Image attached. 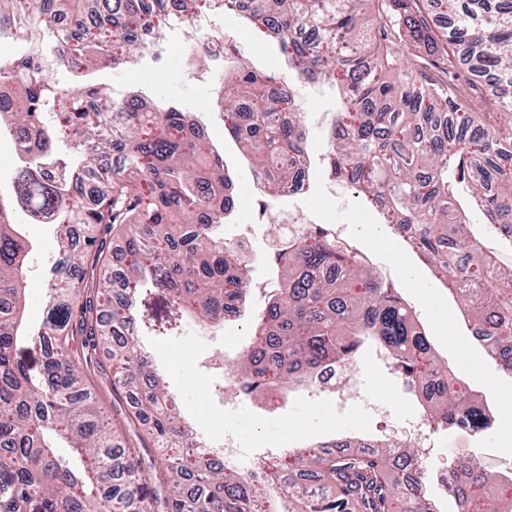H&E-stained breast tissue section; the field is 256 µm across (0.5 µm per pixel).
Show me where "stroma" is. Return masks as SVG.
<instances>
[{
	"label": "stroma",
	"instance_id": "obj_1",
	"mask_svg": "<svg viewBox=\"0 0 512 512\" xmlns=\"http://www.w3.org/2000/svg\"><path fill=\"white\" fill-rule=\"evenodd\" d=\"M216 23L231 36L241 54L258 58L277 81L288 80L289 74L280 65L278 50L264 45L254 29L239 24L234 13L224 12ZM161 38L170 46L165 57L147 52L135 65L106 66L89 74L73 62L66 67L49 68L46 78L66 90L86 78L106 88L111 97L135 92L155 107L177 105L197 117L209 138L223 146L225 161H234L239 151L224 133L221 113L212 106L216 87L228 67L226 58L217 54L209 57L204 66L192 67L186 62L187 49L180 46L175 30L162 26ZM297 92L307 114L308 151L312 159L310 179L304 190L294 197L278 198V205L289 207V215L280 216L277 223L263 224L259 230L255 241L256 260L252 265L255 287L250 293L251 314L261 312L265 306L264 295L273 286L265 255L289 221L339 225L344 236L354 238L373 254L377 272L398 286L416 320L432 338L439 358L447 361L452 373L469 383L476 394L486 396L493 405L494 425L477 435L437 427L425 456L428 468L449 469L468 451L484 469L512 475V443L504 439L505 433L512 432V379L503 377L483 353L455 333L460 305L449 300L444 290H437L435 296L429 297L403 287L399 261H406L424 276L429 273L427 265L410 252L394 257L388 241L367 236V226L380 223L381 213L355 188L329 178L323 158L330 148L326 121L336 110L335 88L328 83H301ZM22 231L33 245L26 278L24 317L28 323L38 324L47 312L44 273L53 259L55 239L46 224H27ZM249 339L248 316H243L225 322L218 338H201L188 330L180 336L156 338L148 343L158 371L178 397L181 413L193 420L196 431L208 433L215 440L232 436L242 464H252L263 457L268 448L285 450L349 436L372 441L385 428L404 429L420 410L417 398L407 391L391 367L384 360L374 359L369 351L360 353L348 375V383L370 398V405L343 409L333 397L325 395L313 401L294 389L274 404L262 399L238 398L229 409L215 407L210 393L223 388L225 378L199 370L196 358L226 356L230 361H237ZM92 361L95 368L87 373L92 391L98 395L104 414L112 417L114 427L119 428L126 444L136 446L138 439L130 424L115 415L119 399L112 390L116 378L111 341L99 343Z\"/></svg>",
	"mask_w": 512,
	"mask_h": 512
}]
</instances>
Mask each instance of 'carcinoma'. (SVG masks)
<instances>
[{
	"instance_id": "1",
	"label": "carcinoma",
	"mask_w": 512,
	"mask_h": 512,
	"mask_svg": "<svg viewBox=\"0 0 512 512\" xmlns=\"http://www.w3.org/2000/svg\"><path fill=\"white\" fill-rule=\"evenodd\" d=\"M185 17L215 0H177ZM422 0H239L238 17L278 45L288 69L337 87L331 130L333 177L358 187L410 244L437 265L448 292L464 303L463 319L481 327L478 345L495 356L512 342V267L484 252L453 200L463 185L479 200L486 224L512 242V0H461L449 26L432 29ZM84 0H0V28L32 35L28 50L0 59V129L17 127L12 192L0 193V512H440L424 504L425 471L398 441L343 455L301 449L283 454L275 486L217 464L199 450L183 458H144L125 448L99 414L75 366V353L115 338L112 360L124 373L128 418L167 448L191 441L177 402L138 344L140 324L163 335L183 330L185 316L212 327L242 313L251 287L230 271L236 248L224 237L233 211L224 189L236 174L200 122L175 107L153 109L142 97L102 111L94 85L64 90L45 78L78 50L86 66L112 65L147 49L141 30H159L170 0H103L107 23L53 30ZM56 38L52 57L43 36ZM428 41L453 68L467 63L498 87L496 111L484 110L475 84L426 81L397 63L405 36ZM224 129L246 150L251 169L265 171L274 202L296 180L308 156L305 113L265 70L231 60L215 99ZM80 133V152L60 154L65 133ZM118 154L123 168L104 164ZM50 213L57 256L47 280L56 284L40 324H24L27 262L32 246L22 225ZM125 241V292L113 296L107 273L111 233ZM281 288L268 298L254 341L236 369L250 392L279 379L314 383L326 365L351 364L368 343L383 349L417 387L435 423L470 435L494 423L491 410L448 375L431 340L395 288L311 230L269 257ZM38 350L33 369L18 356ZM68 442L79 457L56 454ZM448 494L471 512H512V478L491 477L469 455L448 474Z\"/></svg>"
}]
</instances>
